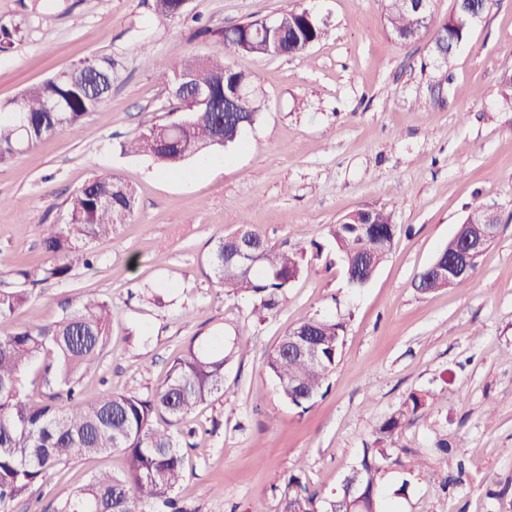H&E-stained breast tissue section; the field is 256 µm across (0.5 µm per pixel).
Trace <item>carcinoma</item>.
Returning a JSON list of instances; mask_svg holds the SVG:
<instances>
[{"label":"carcinoma","instance_id":"cac0c4a2","mask_svg":"<svg viewBox=\"0 0 512 512\" xmlns=\"http://www.w3.org/2000/svg\"><path fill=\"white\" fill-rule=\"evenodd\" d=\"M290 24L283 53L299 55L318 42L324 30L320 21L301 10L282 11ZM391 33L402 42L431 36L435 51L452 55L466 41L469 28L453 16L437 23L428 19L414 25L398 0H388ZM198 34L216 42L247 45L246 53L272 58L271 42L258 33L254 22L229 29L202 27ZM193 75L220 90V78L252 84L251 77L224 63L220 52L201 61L184 57L172 66L156 65L161 80L176 87L175 73ZM112 87V60L86 59L74 67L29 87L22 98L0 107V163L24 148L47 140L64 128L78 127L98 110ZM257 96L239 100L236 112H197L183 127L171 120L154 123L123 145L124 151L145 155L167 172L216 146L237 143L248 124L260 118ZM250 123H245V120ZM136 209V191L111 174L96 175L70 199L63 224L42 225L43 246L49 260L15 272L17 281L0 283V320L13 318L33 297L35 288L66 278L80 266L91 265L86 244L107 236L130 221ZM357 224H334L329 235L342 264L359 248L375 249L374 240L361 237ZM248 236L259 247L261 263L246 276L234 265H224V255L235 252ZM279 250L249 225L218 239L209 262L218 284L227 294L254 297L251 314L264 321L280 296L305 269L307 249ZM112 306L102 298L88 297L72 312L51 323L20 322L0 335V512L33 487L44 483L58 466L80 458L120 451L129 461L123 477L107 472L92 475L83 485L59 499L54 512H146L162 507L166 512H186L174 492L189 478L180 442L169 427L181 422L203 404L224 393V340L202 346L190 343L171 363L164 381L147 396L119 392L85 391L83 377L109 344ZM298 328L310 330L321 341L320 359L310 364L288 352L283 335L267 357L282 397L297 408H309L322 394L338 363L344 326L322 317H309ZM435 394L411 393L403 406L377 429L374 446L365 448L357 464L360 477L380 487L389 466H404L394 454L399 432ZM326 497L311 492L301 477L288 478V495L281 512H326Z\"/></svg>","mask_w":512,"mask_h":512}]
</instances>
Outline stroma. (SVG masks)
Listing matches in <instances>:
<instances>
[{"instance_id":"obj_1","label":"stroma","mask_w":512,"mask_h":512,"mask_svg":"<svg viewBox=\"0 0 512 512\" xmlns=\"http://www.w3.org/2000/svg\"><path fill=\"white\" fill-rule=\"evenodd\" d=\"M308 10L322 39L297 56L260 59L196 36ZM385 0H190L188 20L158 17L152 0H0V25L25 22L0 52V104L87 58L113 60L112 91L74 130L0 163V281L48 259L41 227L66 219L92 174L137 195L134 218L89 243L96 261L35 292L17 318L53 322L88 295L112 306L111 342L84 378L93 391L146 395L190 341L249 343L224 367V394L173 432L190 478L175 492L188 512H280L290 475L331 494L375 431L410 393L436 395L397 439L412 470L389 468L386 512H512V112L500 104L512 74V0H489L447 63L430 37L403 43ZM223 52L248 73L260 119L238 144L215 149L216 173L161 170L123 144L177 106L154 64ZM497 206V239L468 287L419 292L415 282L470 203ZM392 211L397 234L365 287L347 283L329 228L360 209ZM248 224L277 248L318 241L304 273L266 321L251 295H228L208 257ZM312 315L345 326L324 397L285 401L266 368L281 336ZM447 441L448 453L437 449ZM122 454L59 468L14 501L34 512L99 471L123 476Z\"/></svg>"}]
</instances>
